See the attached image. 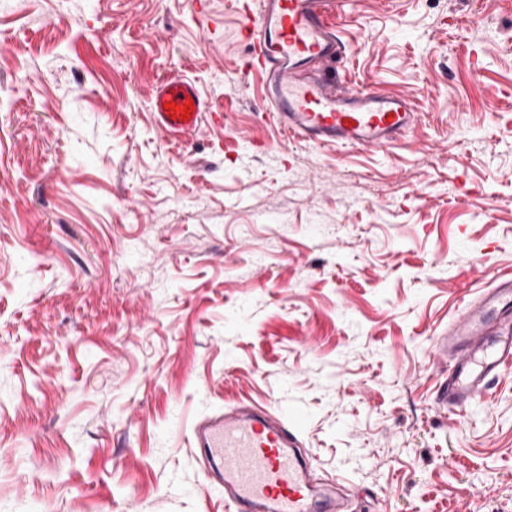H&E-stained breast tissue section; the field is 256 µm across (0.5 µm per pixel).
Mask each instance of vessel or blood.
Segmentation results:
<instances>
[{
    "instance_id": "b4317fda",
    "label": "vessel or blood",
    "mask_w": 512,
    "mask_h": 512,
    "mask_svg": "<svg viewBox=\"0 0 512 512\" xmlns=\"http://www.w3.org/2000/svg\"><path fill=\"white\" fill-rule=\"evenodd\" d=\"M348 0H243L250 66L265 79L268 117L288 137L353 149L383 148L412 133L422 114L402 94L347 89L329 78L345 45L337 19ZM192 104L188 119L167 105ZM155 125L167 136L195 132L213 109L195 83L160 82L151 101ZM435 353L449 369L436 394L449 412L466 411L512 368V275L493 274L487 288L464 300ZM302 419L281 407L243 404L202 418L191 446L210 466L227 512H350L343 482L318 484L300 446Z\"/></svg>"
}]
</instances>
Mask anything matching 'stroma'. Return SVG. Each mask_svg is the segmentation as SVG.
I'll use <instances>...</instances> for the list:
<instances>
[{"label": "stroma", "mask_w": 512, "mask_h": 512, "mask_svg": "<svg viewBox=\"0 0 512 512\" xmlns=\"http://www.w3.org/2000/svg\"><path fill=\"white\" fill-rule=\"evenodd\" d=\"M355 2L337 80L425 113L382 149L266 122L233 0H0V512H225L191 425L282 400L354 512H512V369L454 415L433 356L512 273V0ZM193 101L192 115L181 121L183 104ZM165 103L178 106V111L166 112ZM151 114L155 125L168 137L183 138L195 132L213 113L212 105L199 92L195 83L187 77L168 78L160 82L151 101Z\"/></svg>", "instance_id": "35a3bbf8"}]
</instances>
